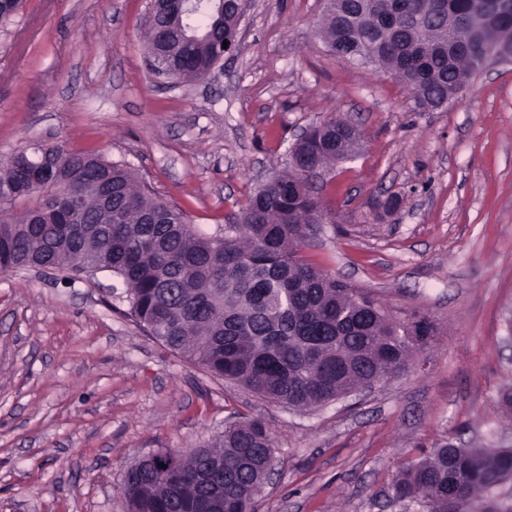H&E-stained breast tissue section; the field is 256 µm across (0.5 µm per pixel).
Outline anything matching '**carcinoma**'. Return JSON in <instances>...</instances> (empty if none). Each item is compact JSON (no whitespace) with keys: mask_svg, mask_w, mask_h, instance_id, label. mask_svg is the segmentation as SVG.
Instances as JSON below:
<instances>
[{"mask_svg":"<svg viewBox=\"0 0 512 512\" xmlns=\"http://www.w3.org/2000/svg\"><path fill=\"white\" fill-rule=\"evenodd\" d=\"M420 12V30L398 40L407 59L372 63L396 66L394 79L408 88L416 106L426 111L430 98L460 92L459 73L479 70L477 58L448 59L431 53V34L457 42L462 37L457 12L466 0H411ZM394 0H338L327 11L317 34L335 38L342 23L362 16L364 39L378 34L376 13ZM240 7L224 0V16L204 9L184 20L185 37L174 39L175 79L189 82L215 64V43L229 33L226 20ZM153 16L146 18L147 64L159 72L156 47L150 39ZM336 135V118L319 124L303 146L308 160L326 167L336 155L325 154V140ZM57 160L77 178L112 182V194L126 207L119 224H35L33 215L47 205L42 191L17 197L0 195V273L38 265L85 271L80 246L98 241L107 258L103 271L115 275L129 314L157 341L201 367L213 377L240 385L261 399L291 409L310 411L343 398L385 371L406 370L414 357L407 337L411 326L391 317L374 292L342 283L309 263L301 254L302 223L322 207L315 194L298 193L289 181H306L303 172L280 169V188L251 195L243 222L224 225V233L208 236L189 224L185 212L156 197L120 162L90 150L49 145ZM161 210L163 224H146L144 214ZM274 454L272 440L259 418L244 419L224 429L204 448L157 451V464L130 466L123 479L129 512H186L192 502L208 497L200 479L212 459L224 461V472L212 474L221 486L224 512H256L257 495ZM512 477V448H464L448 443L405 466L392 484L395 499L412 495L429 504L430 512H501L492 491Z\"/></svg>","mask_w":512,"mask_h":512,"instance_id":"carcinoma-1","label":"carcinoma"}]
</instances>
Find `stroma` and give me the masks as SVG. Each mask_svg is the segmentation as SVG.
I'll return each mask as SVG.
<instances>
[{"mask_svg": "<svg viewBox=\"0 0 512 512\" xmlns=\"http://www.w3.org/2000/svg\"><path fill=\"white\" fill-rule=\"evenodd\" d=\"M148 0H25L0 20V160L92 149L212 235L295 135L337 114L361 132L317 186L331 218L302 253L427 320L410 367L311 412L209 377L121 314L111 274H0V512H128L123 477L162 448L257 416L277 464L258 512H427L398 472L447 443L512 447V64L447 108L344 60L324 0H251L221 68L166 88L145 61Z\"/></svg>", "mask_w": 512, "mask_h": 512, "instance_id": "stroma-1", "label": "stroma"}]
</instances>
